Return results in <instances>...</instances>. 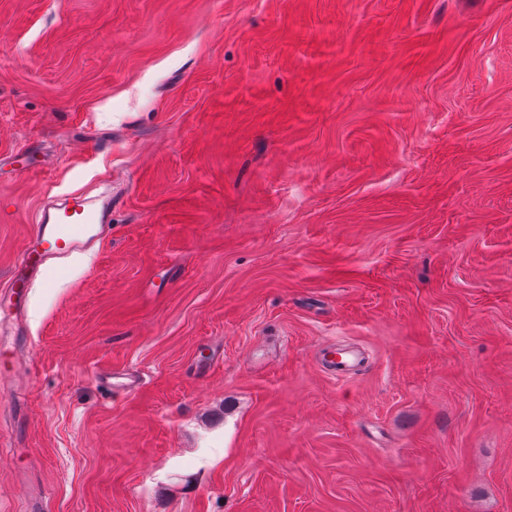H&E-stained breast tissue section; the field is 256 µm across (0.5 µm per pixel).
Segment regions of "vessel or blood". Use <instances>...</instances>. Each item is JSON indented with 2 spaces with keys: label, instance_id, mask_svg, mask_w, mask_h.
Here are the masks:
<instances>
[{
  "label": "vessel or blood",
  "instance_id": "obj_1",
  "mask_svg": "<svg viewBox=\"0 0 512 512\" xmlns=\"http://www.w3.org/2000/svg\"><path fill=\"white\" fill-rule=\"evenodd\" d=\"M111 221V196L89 201L79 189L70 192L60 211L41 210L8 280L10 306L19 309L26 305L30 288L48 267L104 240Z\"/></svg>",
  "mask_w": 512,
  "mask_h": 512
}]
</instances>
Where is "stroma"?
<instances>
[{
    "instance_id": "stroma-1",
    "label": "stroma",
    "mask_w": 512,
    "mask_h": 512,
    "mask_svg": "<svg viewBox=\"0 0 512 512\" xmlns=\"http://www.w3.org/2000/svg\"><path fill=\"white\" fill-rule=\"evenodd\" d=\"M78 188L0 512H512V0H0V287ZM84 196L81 189L74 190L58 214L51 208L40 211L6 286L10 306L19 309L26 305L29 288L48 267L106 238L112 228V196L94 201Z\"/></svg>"
}]
</instances>
